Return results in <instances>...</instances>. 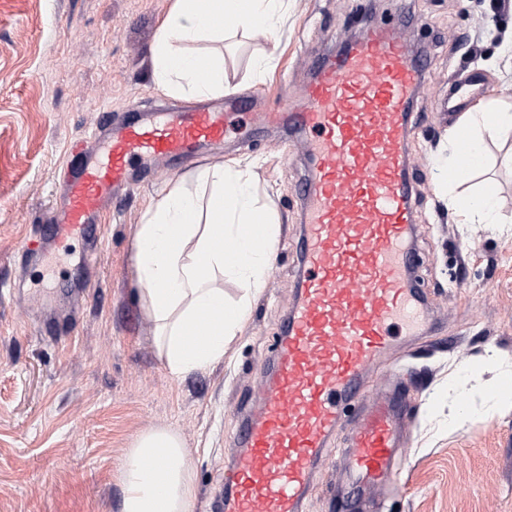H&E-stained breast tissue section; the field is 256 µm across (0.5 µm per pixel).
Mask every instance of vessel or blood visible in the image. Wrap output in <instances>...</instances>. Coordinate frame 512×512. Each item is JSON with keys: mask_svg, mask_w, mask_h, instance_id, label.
Wrapping results in <instances>:
<instances>
[{"mask_svg": "<svg viewBox=\"0 0 512 512\" xmlns=\"http://www.w3.org/2000/svg\"><path fill=\"white\" fill-rule=\"evenodd\" d=\"M427 76L394 28L372 26L341 55L318 57L302 105L280 95L256 115L287 127L309 148L297 192L305 200L297 244L303 277L237 452L224 462V489L212 512H304L319 465L350 409L358 419L336 486L349 495L386 488L400 473V424L408 411L388 393L367 396L366 375L397 346L398 336L431 314L411 273L413 183L407 141L411 106ZM241 98L171 111H134L121 125L103 115L99 143L67 148L62 193L46 225L53 240L97 242L100 214L131 188L134 169L163 157L181 161L227 133Z\"/></svg>", "mask_w": 512, "mask_h": 512, "instance_id": "b4317fda", "label": "vessel or blood"}]
</instances>
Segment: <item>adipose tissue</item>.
I'll return each instance as SVG.
<instances>
[{"label":"adipose tissue","mask_w":512,"mask_h":512,"mask_svg":"<svg viewBox=\"0 0 512 512\" xmlns=\"http://www.w3.org/2000/svg\"><path fill=\"white\" fill-rule=\"evenodd\" d=\"M285 0H174L152 47V79L168 96L210 98L224 92V57L195 52L191 43L220 41L225 31H276ZM482 134L466 143L449 135L435 164L447 184L486 165L485 136H511L512 112L480 113ZM468 224H497L492 184L449 198ZM276 227L259 207L246 168L214 161L192 182L176 181L151 203L136 228L135 276L141 304L155 328L159 357L174 377L224 359V346L247 315L245 303H224V276L245 294L261 290ZM122 512H192L195 481L179 433L156 427L139 434L120 469Z\"/></svg>","instance_id":"adipose-tissue-1"}]
</instances>
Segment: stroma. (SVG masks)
<instances>
[{
	"label": "stroma",
	"mask_w": 512,
	"mask_h": 512,
	"mask_svg": "<svg viewBox=\"0 0 512 512\" xmlns=\"http://www.w3.org/2000/svg\"><path fill=\"white\" fill-rule=\"evenodd\" d=\"M172 0H0V512H120V467L142 432H179L195 474L193 512L212 495L235 449L244 405L264 380L300 270L295 243L303 207L295 186L307 147L287 130L255 129L232 118L223 143L174 164L160 159L103 215L98 263L86 243H48L29 261L18 247L59 195L57 174L70 138L87 136L101 112L113 124L131 103L180 106L153 83L151 46ZM372 25L398 27L428 59L413 103L417 131L407 150L417 194L415 280L433 312V329L404 338L395 360L409 364L402 394L412 408L396 492L374 496L372 512H512V407L490 387L512 365V226L464 224L448 210L433 165L458 113L451 85L477 90L472 112L512 107V0H290L276 32L230 33L204 50L224 55V82L275 107L280 83L301 92L311 78L308 50L338 52ZM270 70L253 83L250 64ZM484 179L512 217V138L488 142ZM224 159L253 162L261 203L277 222V250L262 291L230 337L222 362L181 378L159 359L153 324L137 300L133 239L150 203L179 180ZM59 335L46 337L48 325ZM503 361L483 364L486 349ZM475 369L460 376L465 364ZM466 401L456 426L448 410ZM341 453L321 465L305 512H357L336 496Z\"/></svg>",
	"instance_id": "obj_1"
}]
</instances>
